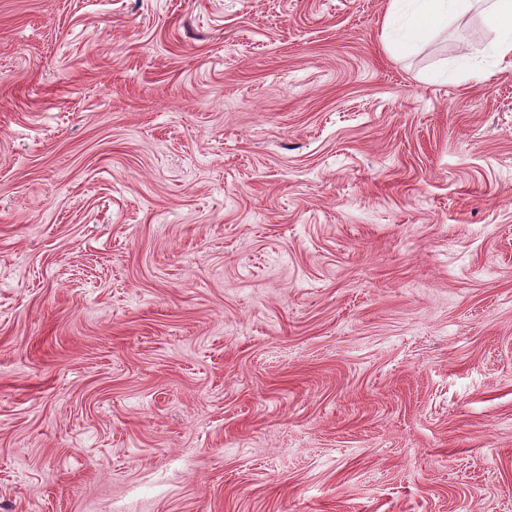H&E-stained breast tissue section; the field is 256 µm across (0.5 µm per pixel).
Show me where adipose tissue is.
Here are the masks:
<instances>
[{"label":"adipose tissue","mask_w":512,"mask_h":512,"mask_svg":"<svg viewBox=\"0 0 512 512\" xmlns=\"http://www.w3.org/2000/svg\"><path fill=\"white\" fill-rule=\"evenodd\" d=\"M474 11L494 36L480 53L466 54L463 69L469 79L483 78L477 64L481 55L512 68V0H389L383 39L392 54H410Z\"/></svg>","instance_id":"adipose-tissue-1"}]
</instances>
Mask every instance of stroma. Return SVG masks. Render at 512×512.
Here are the masks:
<instances>
[{
  "mask_svg": "<svg viewBox=\"0 0 512 512\" xmlns=\"http://www.w3.org/2000/svg\"><path fill=\"white\" fill-rule=\"evenodd\" d=\"M388 0H0V512H512V69Z\"/></svg>",
  "mask_w": 512,
  "mask_h": 512,
  "instance_id": "35a3bbf8",
  "label": "stroma"
}]
</instances>
